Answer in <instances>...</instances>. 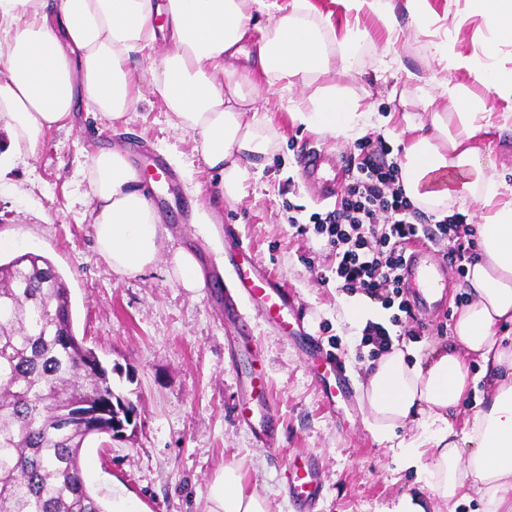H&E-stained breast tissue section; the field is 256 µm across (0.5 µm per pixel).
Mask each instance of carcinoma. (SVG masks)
Masks as SVG:
<instances>
[{
  "mask_svg": "<svg viewBox=\"0 0 512 512\" xmlns=\"http://www.w3.org/2000/svg\"><path fill=\"white\" fill-rule=\"evenodd\" d=\"M137 406L79 341L69 289L45 257L0 264V512H108L81 450L123 438Z\"/></svg>",
  "mask_w": 512,
  "mask_h": 512,
  "instance_id": "obj_1",
  "label": "carcinoma"
}]
</instances>
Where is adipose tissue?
<instances>
[{
  "label": "adipose tissue",
  "instance_id": "1",
  "mask_svg": "<svg viewBox=\"0 0 512 512\" xmlns=\"http://www.w3.org/2000/svg\"><path fill=\"white\" fill-rule=\"evenodd\" d=\"M259 0H0V126L7 143L0 168L35 154L45 132L72 121L79 100L115 121L138 108L142 96L130 66L145 57L151 82L177 128L216 173L217 196L240 198L248 168L264 166L275 134L259 115L263 86L314 85L312 95L291 102L295 122L346 139L388 124L361 108L359 98L336 81L349 69L368 32L361 16L382 22L392 37L401 18L431 35L427 0H344L353 23L337 35L332 23L311 17L310 0H291L261 38L255 59L241 44ZM491 37L482 55H452L448 39L433 42L435 55L474 74L478 85L447 80L420 98L421 113L401 112L397 140L402 188L436 219L456 201L475 200L478 257L467 267L469 303L444 343L431 345L414 363L391 345L370 371L364 397L371 427L387 439L401 422L427 420L433 432L403 456L425 468L436 496L449 502L478 486L485 512H512V347L496 327L512 323V188L506 174L490 175L494 162L479 142L500 129L501 117L485 92L512 93V0H465ZM98 254L117 274L136 276L158 259L169 237L124 149L99 150L83 170ZM479 360L487 384L470 375ZM477 410L457 423L458 407L474 386ZM208 512H268L258 491H245L237 468L224 467L209 487Z\"/></svg>",
  "mask_w": 512,
  "mask_h": 512
}]
</instances>
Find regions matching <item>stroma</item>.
<instances>
[{
    "mask_svg": "<svg viewBox=\"0 0 512 512\" xmlns=\"http://www.w3.org/2000/svg\"><path fill=\"white\" fill-rule=\"evenodd\" d=\"M429 4L437 26L449 31L454 52L482 53L491 34L481 17L466 11L464 0ZM401 24L404 33L391 44L379 21L362 18L370 38L352 70L336 76L364 107L383 115L398 111L401 97L415 102L435 93L442 79L472 80L466 70L446 68L409 18ZM135 69L143 96L137 111L111 122L79 110L72 126L45 133L27 163L0 172V235L15 241L0 260L33 252L57 267L70 291L78 339L105 366L120 369L114 383L138 408L130 437L86 442L81 459L88 488L104 504L120 495L139 512H208L209 484L228 465L239 468L245 490L266 496L269 512H297L283 492L284 472L294 457L309 456L324 483L315 512H390L406 494L430 501L434 512H483L477 492L445 504L424 474L403 465L399 444L423 434L421 424L401 423L384 442L371 432L360 385L376 359L362 325L348 317L353 297L336 288V258L325 238L299 234L288 221L293 215L305 223L311 214L332 209L303 179L302 151L323 148L350 167L360 155L358 139L321 136L292 120L286 100L309 96L311 87L298 83L275 92L266 113L276 132L269 164L250 170L238 202L218 201L215 178L191 136L173 126L145 64ZM411 71L424 77V85L408 79ZM134 142L160 156L176 177L172 188L156 191L153 203L166 219L167 250L194 252L206 271L201 293L178 285L166 256L127 277L113 272L96 251L81 168L99 148ZM198 204L215 208L217 223H192ZM228 224L250 244L254 261L285 285L302 315L294 330L282 331L249 305L225 308L228 279L217 257L228 243ZM442 274L446 310L400 316L392 308L374 309L377 322L417 356L447 340L465 306L464 275L447 263ZM243 338L263 357L277 419L262 444L234 416L237 392L250 371L248 356L238 348ZM310 350L335 360L351 401L325 406L321 382L307 363Z\"/></svg>",
    "mask_w": 512,
    "mask_h": 512,
    "instance_id": "1",
    "label": "stroma"
}]
</instances>
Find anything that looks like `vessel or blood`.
<instances>
[{"mask_svg": "<svg viewBox=\"0 0 512 512\" xmlns=\"http://www.w3.org/2000/svg\"><path fill=\"white\" fill-rule=\"evenodd\" d=\"M301 166L306 179L319 186L321 200L335 198L339 180L335 157L310 147L303 154ZM250 254L249 247L243 244L225 252L224 270L231 278V287L237 297L249 303H259L268 319L287 325L289 316L296 313L287 292L271 273L255 265ZM439 268L430 248H421L407 256L400 271L402 284L420 304H429L445 287V280L439 277ZM249 356L254 372L240 388L236 416L261 443L272 431L275 410L261 391L263 359L254 350ZM284 490L292 503L306 510L317 504L323 492V481L315 460L306 456L290 463Z\"/></svg>", "mask_w": 512, "mask_h": 512, "instance_id": "obj_1", "label": "vessel or blood"}]
</instances>
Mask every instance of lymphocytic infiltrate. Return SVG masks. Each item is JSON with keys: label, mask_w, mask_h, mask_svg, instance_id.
Wrapping results in <instances>:
<instances>
[{"label": "lymphocytic infiltrate", "mask_w": 512, "mask_h": 512, "mask_svg": "<svg viewBox=\"0 0 512 512\" xmlns=\"http://www.w3.org/2000/svg\"><path fill=\"white\" fill-rule=\"evenodd\" d=\"M360 149L362 158L351 184L335 209L314 216L310 228L326 236L335 253L337 288L361 292L382 308L395 306L406 313L410 307L398 271L408 247L420 236V210L405 196L400 166L388 160L387 150L367 141ZM291 224L302 234L310 229L296 218ZM432 234L448 241L447 256L458 269L475 259L476 242L467 236L465 215L456 213L436 222Z\"/></svg>", "instance_id": "f902f5d3"}]
</instances>
